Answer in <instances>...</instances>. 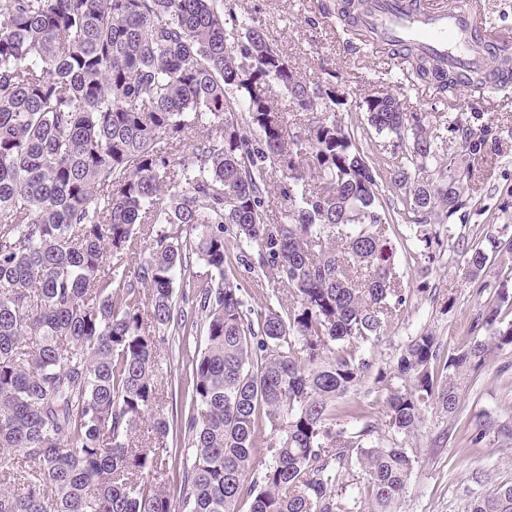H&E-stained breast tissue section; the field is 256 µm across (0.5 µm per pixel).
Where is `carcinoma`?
Here are the masks:
<instances>
[{
	"label": "carcinoma",
	"mask_w": 512,
	"mask_h": 512,
	"mask_svg": "<svg viewBox=\"0 0 512 512\" xmlns=\"http://www.w3.org/2000/svg\"><path fill=\"white\" fill-rule=\"evenodd\" d=\"M366 2L339 0L337 15L352 24ZM235 6L0 0V477L10 478L0 512H240L244 502L248 512H399L415 457L360 406L344 411L361 420L352 430L336 417L372 369L353 347L378 341L407 303L386 208L414 214L426 250L442 245L427 226L445 227L470 279L494 264L512 271L511 225L478 243L460 225L502 130L471 112L448 118L440 140L428 113L368 96V124L389 138L385 199L376 163L339 120L333 84L303 80ZM410 58L417 79L458 86L428 58ZM273 83L313 113L307 124L288 125ZM194 129L206 136L189 144ZM451 165L457 179L440 188L420 178ZM227 232L238 263L278 268L296 297L286 313L246 306L226 274ZM135 237L144 249L131 247ZM192 255L209 279L189 274ZM481 287L494 294L457 350L442 354L422 332L376 374L388 430L413 433L429 403L458 423L469 377L512 347V322L500 318L512 296ZM199 319L191 453L175 498L165 490L170 449L135 436L144 424L159 439L169 433L154 378L160 332L181 335L188 351ZM494 426L474 416L470 442ZM267 429L276 441L256 479ZM355 468L362 479L348 478ZM467 512H512V482Z\"/></svg>",
	"instance_id": "cac0c4a2"
}]
</instances>
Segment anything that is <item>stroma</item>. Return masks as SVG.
I'll return each mask as SVG.
<instances>
[{"label": "stroma", "instance_id": "1", "mask_svg": "<svg viewBox=\"0 0 512 512\" xmlns=\"http://www.w3.org/2000/svg\"><path fill=\"white\" fill-rule=\"evenodd\" d=\"M242 15L259 20L300 77L314 83L335 73L342 103L339 110L346 121L364 130L362 146L374 154L381 136L367 127L365 97L377 91L393 94L408 112L432 116L433 133H445L450 115L468 112L479 102L485 121L512 130V83L497 89L460 90L440 94L418 81L403 56L389 55L367 47L359 53L346 51L345 42L356 30L337 18L321 17L324 0H239ZM512 188V140L504 144L496 165L482 169L469 215V233L481 237L488 225L502 223L500 206L506 189ZM389 234L396 247V271L409 297L404 310L395 315L374 347L367 351L375 367L391 370L410 337L432 333L443 352H451L469 334L470 319L489 293L478 290L466 279L463 261L437 258L428 262L408 241L409 226L402 220L391 223ZM226 272L241 286L248 306L266 305L276 310L290 306L292 297L278 280L276 270H250L230 265ZM156 380L171 389L167 409L186 417L190 397L185 384L191 373L188 358L178 340L168 339L157 352ZM464 413H484L498 423L512 427V349L495 354L476 378L470 379L462 398ZM452 440H444V433ZM402 447L412 449L416 465L411 489L400 512H466L471 497L492 490L501 481H512V452L500 451L497 438L471 444L463 428H450L446 415L427 407L424 420L410 436L397 435ZM482 483H474L473 472Z\"/></svg>", "mask_w": 512, "mask_h": 512}]
</instances>
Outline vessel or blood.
<instances>
[{
	"mask_svg": "<svg viewBox=\"0 0 512 512\" xmlns=\"http://www.w3.org/2000/svg\"><path fill=\"white\" fill-rule=\"evenodd\" d=\"M355 25L373 47L413 50L460 80L481 71L501 84L512 81L502 63L507 42L482 27L477 0H371Z\"/></svg>",
	"mask_w": 512,
	"mask_h": 512,
	"instance_id": "b4317fda",
	"label": "vessel or blood"
}]
</instances>
